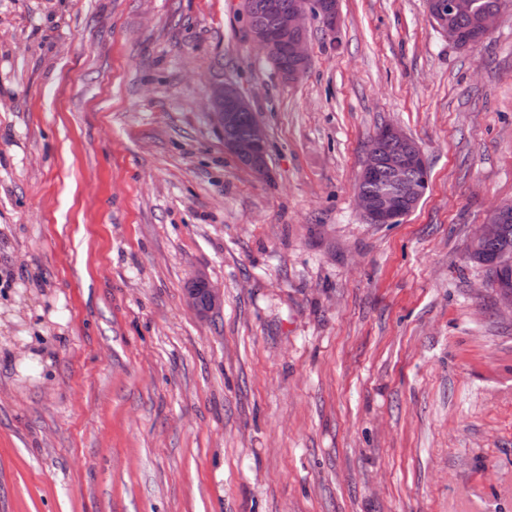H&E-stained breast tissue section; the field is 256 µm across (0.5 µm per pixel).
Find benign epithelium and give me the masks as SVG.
Segmentation results:
<instances>
[{
    "mask_svg": "<svg viewBox=\"0 0 512 512\" xmlns=\"http://www.w3.org/2000/svg\"><path fill=\"white\" fill-rule=\"evenodd\" d=\"M472 9L473 4L469 0H432V10L428 15L449 42L473 48L491 33L498 12L481 14L475 36L464 41L450 19ZM267 10L272 22L251 27L250 40L266 57L283 63L281 77L284 81H295L309 64L308 19L314 17L325 30L335 32L339 21V0H295L286 12L281 10L278 0H267ZM206 98L215 124L224 135L225 153L257 175L265 176L268 140L262 122L255 121L246 137L233 134L237 113L253 111L249 99L232 83L209 87ZM367 182H379L381 189L376 193L367 192L361 188V184ZM357 184V208L366 223H400L416 208L428 188L427 164L421 147L400 128L394 125L381 127L373 135ZM511 223L512 202L497 206L484 223L477 225L468 245V255L475 257L481 254L487 244L500 239L504 225ZM492 286L512 310V279L494 276ZM187 294L193 310L200 316H206L221 306L218 290L209 284L201 293L189 290Z\"/></svg>",
    "mask_w": 512,
    "mask_h": 512,
    "instance_id": "1",
    "label": "benign epithelium"
}]
</instances>
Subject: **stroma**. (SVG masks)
<instances>
[{
    "label": "stroma",
    "mask_w": 512,
    "mask_h": 512,
    "mask_svg": "<svg viewBox=\"0 0 512 512\" xmlns=\"http://www.w3.org/2000/svg\"><path fill=\"white\" fill-rule=\"evenodd\" d=\"M308 53L286 83L244 0H0V512H512V310L466 256L512 201V6L465 50L342 0ZM385 124L429 188L368 224ZM206 98L215 124L224 135L225 153L253 170L258 176L264 177L267 172L264 161L267 157L268 140L262 122L257 118L246 137H237L233 134L236 119L237 134L244 135L251 128L254 110L249 99L232 83L209 87ZM197 281L205 284L206 288H203L202 303L201 295L197 290H187L188 298L192 304L193 310L200 316H206L209 313L219 310L221 306L220 294L216 288H213L207 281L201 277L196 278Z\"/></svg>",
    "instance_id": "obj_1"
}]
</instances>
